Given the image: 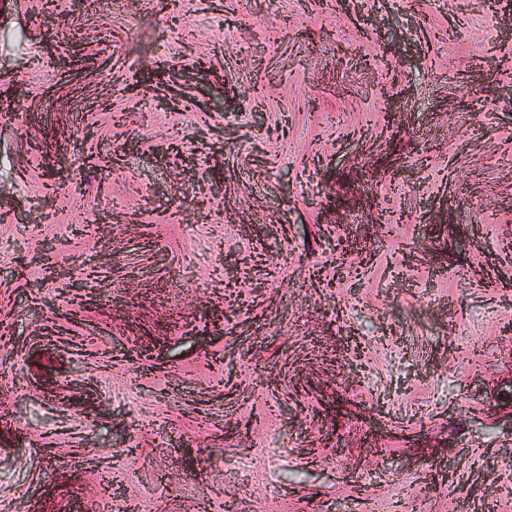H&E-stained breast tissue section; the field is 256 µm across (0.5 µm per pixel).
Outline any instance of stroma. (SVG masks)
Returning <instances> with one entry per match:
<instances>
[{
	"mask_svg": "<svg viewBox=\"0 0 512 512\" xmlns=\"http://www.w3.org/2000/svg\"><path fill=\"white\" fill-rule=\"evenodd\" d=\"M367 2L0 0V512H512V0Z\"/></svg>",
	"mask_w": 512,
	"mask_h": 512,
	"instance_id": "35a3bbf8",
	"label": "stroma"
}]
</instances>
